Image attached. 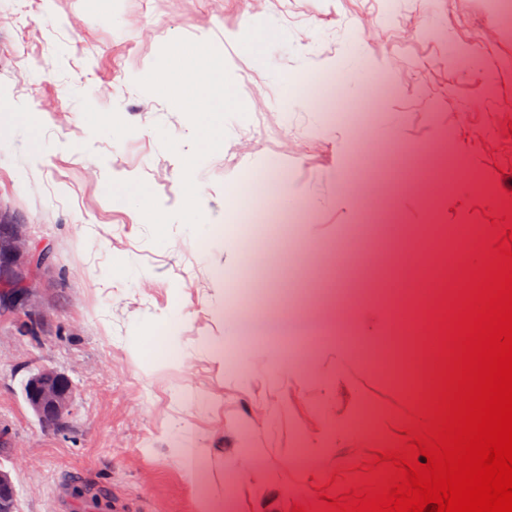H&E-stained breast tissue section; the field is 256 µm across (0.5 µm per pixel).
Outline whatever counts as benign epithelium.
<instances>
[{
	"label": "benign epithelium",
	"mask_w": 512,
	"mask_h": 512,
	"mask_svg": "<svg viewBox=\"0 0 512 512\" xmlns=\"http://www.w3.org/2000/svg\"><path fill=\"white\" fill-rule=\"evenodd\" d=\"M47 260V252L30 246L19 225L0 222V315L30 300ZM25 400L45 429L58 430L71 410L70 381L44 367L29 379ZM14 497L10 475L0 470V512H14Z\"/></svg>",
	"instance_id": "7a95c632"
}]
</instances>
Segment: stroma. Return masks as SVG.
<instances>
[{"label": "stroma", "instance_id": "obj_1", "mask_svg": "<svg viewBox=\"0 0 512 512\" xmlns=\"http://www.w3.org/2000/svg\"><path fill=\"white\" fill-rule=\"evenodd\" d=\"M0 13L13 17L0 26V209L49 246L52 273L32 302L54 312L45 325L0 317V468L15 512H113L116 497L135 512H199L204 498L222 512H292L341 496L415 418L414 397L382 377L379 271L360 263L340 294L314 298L352 322L320 331L302 363L288 352V305L267 304L288 285L284 256H245L215 229L249 172L309 214L308 240L335 243L366 206L355 184L377 177L350 171L359 131L325 112L332 95L360 100L380 70L383 118L367 136L411 150L403 187L373 202L399 250L424 225L421 178L439 172L443 223L489 238L512 203V128L498 120L512 110V16L492 0H407L398 13L381 0H0ZM369 20L382 32L373 45L358 41ZM179 37L214 43L246 114L195 171L200 231L175 222L157 244L107 184L140 179L163 209L182 203L192 126L135 84ZM32 111L42 124L25 123ZM204 341L223 342V360ZM44 367L72 385L55 432L22 393ZM184 446L201 451L190 471Z\"/></svg>", "mask_w": 512, "mask_h": 512}]
</instances>
